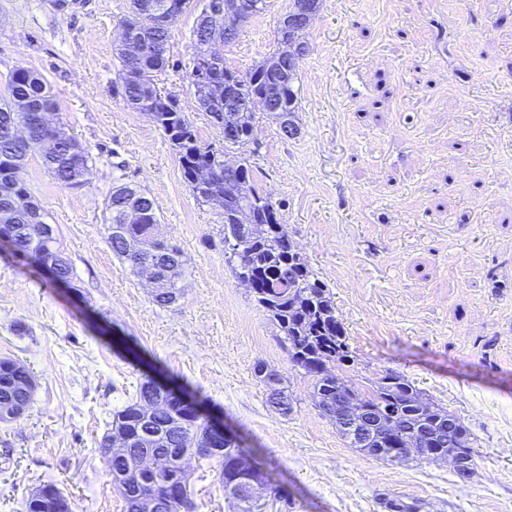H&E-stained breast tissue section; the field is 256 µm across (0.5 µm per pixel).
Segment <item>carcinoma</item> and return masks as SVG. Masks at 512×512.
<instances>
[{
	"label": "carcinoma",
	"mask_w": 512,
	"mask_h": 512,
	"mask_svg": "<svg viewBox=\"0 0 512 512\" xmlns=\"http://www.w3.org/2000/svg\"><path fill=\"white\" fill-rule=\"evenodd\" d=\"M164 2L133 0L140 7L141 17L126 16L121 24L137 27L141 40L150 47L168 44L169 30L152 25L151 11ZM205 38L204 26L196 24L187 79L194 89L208 87L204 108L208 122L221 133L226 128L235 132L232 144L240 149V165L251 178L253 166L247 147L255 125V112L249 102L255 97L269 101L287 118L288 126H294L292 117L297 110L294 83L298 76L283 79L276 54L243 75L226 66L218 72L204 50ZM118 56L121 60L118 78L127 105L148 114L168 138L196 200L205 205H218L224 258L236 279L249 280L254 285L251 293L278 328L277 339L289 362L314 379L316 407L335 422L346 403L352 400L362 402L367 408L373 423L369 441L360 445L344 432L341 436L351 447L373 458L404 463L412 460V456L407 443L399 436L401 430L420 423L426 425L429 433L416 445L418 455L446 453L448 439L441 429L451 418L455 434L466 444L472 469L478 470V454L470 446L468 429L461 418L444 407L424 401L422 393L404 375L388 371L371 391L363 392L333 372L336 364L351 357L346 330L336 316L327 287L313 277L304 258L289 249L287 225L265 218L267 213L276 214L272 202L253 184L244 194L236 182L224 179L223 155L201 142L176 96L160 89L159 74L169 64L167 54L157 56L151 52L133 60L121 52ZM226 83L236 97L233 112L224 111ZM4 87L0 92V250L32 265L54 264L60 276L70 279L72 263L61 249L55 230L46 221L45 210L31 195L20 173L27 160L37 156L44 171L56 183L79 187L96 163V157L84 145L79 152H71L70 138L58 139L54 131L37 122L38 113L57 110L55 95L42 74L14 70L5 76ZM16 123L28 127L27 138L21 143L8 133L9 127ZM201 168L212 170L213 177L199 183L195 174ZM129 203L140 208L142 223H124V210ZM106 211L107 241L113 253L136 277L140 276L142 266H153L162 284L153 294L154 302L160 307L173 304V296L182 291V281L187 275L186 261L180 245L156 233L159 220L153 199L137 186L118 183L109 192ZM127 236L140 245L138 250L127 252L123 244ZM1 364L0 359V404L30 406L35 390L32 372L14 360L6 369ZM257 372L263 373V368L257 367ZM265 383L271 402L284 412L290 410L280 375L265 374ZM150 384L148 378H143L135 394L115 412L99 448L103 452L109 449L112 431L117 429L131 439L126 448L129 456L151 454L154 479L145 491L155 496L157 512H196L187 483L174 476L176 457L181 454H195L206 460L217 458L226 485L243 477L267 482L264 469L248 464L245 448L208 431L207 422L192 407L173 404L165 397L152 394Z\"/></svg>",
	"instance_id": "1"
}]
</instances>
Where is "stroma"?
<instances>
[{
    "label": "stroma",
    "mask_w": 512,
    "mask_h": 512,
    "mask_svg": "<svg viewBox=\"0 0 512 512\" xmlns=\"http://www.w3.org/2000/svg\"><path fill=\"white\" fill-rule=\"evenodd\" d=\"M208 0L172 24L176 95L203 143L238 156L186 80L192 32ZM291 0H267L223 49L245 72L278 45ZM129 0H0V76L42 73L57 120L97 162L84 185L57 184L29 159L21 173L69 254L70 287L47 288L24 260L0 257V359L36 379L23 418L0 423V512H25L54 481L73 512H123L98 441L145 375L192 393L241 436L291 512H384L382 498L422 512H512V0H322L303 32L294 137L256 115L255 184L315 278L328 288L352 358L336 372L370 391L386 371L461 418L478 476L444 461L386 463L349 447L313 401L277 329L221 248L215 209L199 203L167 137L116 83ZM145 189L159 230L181 246L183 295L157 306L113 254L104 226L114 181ZM292 398L270 406L256 365ZM197 512H232L219 463L190 461Z\"/></svg>",
    "instance_id": "1"
}]
</instances>
